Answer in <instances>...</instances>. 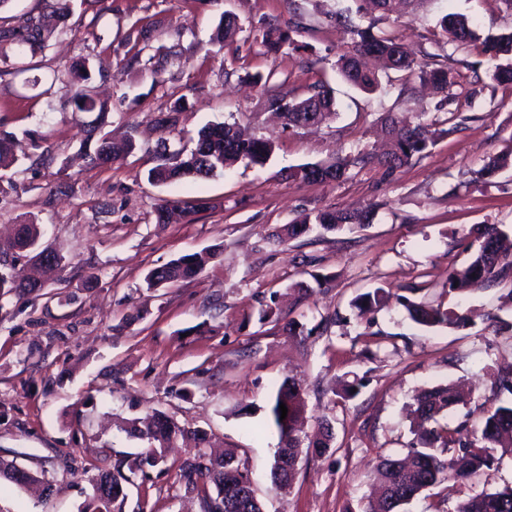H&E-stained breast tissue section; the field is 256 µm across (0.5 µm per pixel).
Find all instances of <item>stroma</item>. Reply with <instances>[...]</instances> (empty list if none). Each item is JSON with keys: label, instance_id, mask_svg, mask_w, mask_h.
<instances>
[{"label": "stroma", "instance_id": "stroma-1", "mask_svg": "<svg viewBox=\"0 0 512 512\" xmlns=\"http://www.w3.org/2000/svg\"><path fill=\"white\" fill-rule=\"evenodd\" d=\"M342 0H73L69 30L30 58L29 74L0 77V132L20 143L16 188L0 189V232L39 224L45 246L65 257L41 295L14 296L0 307V458L45 476L52 491L36 498L0 484V512H78L98 470L144 452L122 420L157 409L200 428L233 450L264 512H360L373 490L380 455H406L414 438L410 409L422 389L455 383L471 393L466 413L480 425L490 373L512 362V279L459 298L450 271L471 255L469 231L512 227V168L480 171L489 156L512 151V86L476 83L490 63L472 46L438 42L445 13L466 15L481 35L512 29L506 0H434L418 20H384L416 57L457 66L449 110L418 77L385 78L364 94L333 64L348 38L335 15ZM237 16L233 43L213 44L224 13ZM292 28L295 48L266 54L254 30ZM174 48L177 64L153 84L128 60L143 45ZM86 56L89 87L106 118L78 112L77 86L61 71ZM38 78V86L27 78ZM327 81L339 105L318 128H286L268 105L273 95L307 97ZM181 102L170 132L160 117ZM392 112L435 121L438 132L419 159L390 170L350 168L335 182L289 179V168L353 158L385 147L379 119ZM462 123L450 130L449 116ZM229 122L268 140L264 167L238 163L224 175L164 185L147 179L161 136L189 145L208 124ZM132 138L137 148L106 167L87 165L90 132ZM206 200L190 222L162 224L163 204ZM374 207L373 223L353 232L311 231L280 244L274 231L298 215ZM218 251L197 277L147 289L149 270L202 249ZM329 276L301 294L298 282ZM97 283H90V276ZM382 287L390 297L362 314L353 301ZM468 314L463 328L414 323L399 296ZM275 303L279 321L260 323ZM339 315L327 334L292 336L289 320L314 327ZM371 347L374 359L360 355ZM355 395L333 390L353 377ZM308 392L307 432L333 426L332 447L302 458L293 484L275 489L278 435L272 398L285 378ZM250 414H242V407ZM512 485V453L457 484L422 494L408 512H455L459 501ZM123 512H202L175 471L153 468L127 489Z\"/></svg>", "mask_w": 512, "mask_h": 512}]
</instances>
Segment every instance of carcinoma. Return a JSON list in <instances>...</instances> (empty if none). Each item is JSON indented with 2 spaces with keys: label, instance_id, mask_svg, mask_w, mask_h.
I'll use <instances>...</instances> for the list:
<instances>
[{
  "label": "carcinoma",
  "instance_id": "carcinoma-1",
  "mask_svg": "<svg viewBox=\"0 0 512 512\" xmlns=\"http://www.w3.org/2000/svg\"><path fill=\"white\" fill-rule=\"evenodd\" d=\"M356 9H346L337 21L351 37V48L338 55L334 67L349 83L366 93L376 91L380 86L378 75L361 65V57L373 55L380 58L385 68L400 73L419 71L420 78L433 84L438 90L446 91L458 83L459 73L451 67H435L430 70L398 42L389 31L375 28L371 22L365 28L353 23L350 13L361 17H388L394 13L416 19L428 0H355ZM45 9L56 21L49 26L34 17H24L15 27L0 28V49L7 44L13 55L0 53V63L5 69L0 74L25 71L20 61L27 55H36L45 50L48 43L67 30L66 21L72 13V0H44ZM440 35L461 45L480 44L481 53L493 62L489 79L497 84H512V31L498 35L480 37L469 19L461 14L449 13L438 21ZM239 30L236 16H223L213 34V41L222 43L231 39ZM261 43L269 54H278L295 47L289 32L268 25L262 28ZM67 74L75 81L87 82L91 78L90 63L79 60L68 67ZM270 106L280 113L288 128H304L321 125L337 115V103L331 88L319 83L313 93L303 99H288L284 95L270 98ZM104 110L85 88L74 96V111L93 112ZM381 122L391 141V149L380 157L361 152L353 159H336L330 162H316L299 165L290 170L288 177L300 181H337L343 178L350 167L364 166L371 162L388 169H397L409 164L425 152L432 142V124L423 119L406 123L393 113L382 115ZM16 138L0 135V171L8 172L16 167L19 157L15 151ZM135 149L130 139L114 140L101 136L94 151L88 154L90 163L104 166L112 160L129 154ZM274 152L272 143L258 138H246L235 125L224 122L206 125L197 133L194 146L190 149L171 147L169 139L162 137L153 150L154 165L147 172V179L154 184H167L185 178L208 179L224 173L239 162L264 165ZM194 206H161L157 218L168 224L188 221ZM373 221L369 209L352 212L319 211L303 214L292 223L283 226L276 234V241L286 243L306 234L310 225L315 224L327 232H342L354 228L363 229ZM507 232L497 224L477 229L469 248L473 249L467 266L448 273V291L464 297L482 287L496 283L512 275V253L504 248ZM7 247L18 250L20 256H38L41 248V229L38 224H20L14 236L7 241ZM215 249L180 255L166 264L151 269L145 278L149 289L161 288L179 281L191 279L203 271L217 258ZM42 290L34 282L17 281L7 264L0 265V303L20 293L33 294ZM388 292L377 288L360 295L355 306L362 312L381 307ZM410 318L425 327H463L467 316L452 308L428 306L417 303L405 296L399 297ZM492 397L487 399L490 407L486 410L483 425H470V414L455 426H442L439 417L467 405L463 395L449 385H437L420 391L414 398L412 414L420 422L415 438L404 459L381 456L375 466V478L379 483V495L368 501L362 512H406L405 507L415 498L432 487L448 483L453 488L496 461V454L502 450L512 453V402L502 396H512V364L497 369L492 375ZM288 409L287 417L280 419V404ZM307 406L305 389L292 379L278 388L270 408L272 425L279 433L277 452L301 458L303 448L313 449L322 455L331 448L332 427L328 421L320 423L315 439L305 442L303 415ZM125 431L148 444L128 464L118 462L115 470H101L92 479V496L84 503L80 512H112V507L124 504L127 499V485L134 479L148 477L147 469L166 463L164 449L176 442L193 449L187 458L176 465L186 493L196 494L204 512H261L259 502L248 473L236 468L237 481L241 487L235 494L225 492L224 460L233 459L230 454L215 457L204 451L208 445L205 431L186 429L166 413L154 410L125 422ZM127 471H122V467ZM298 469L286 473L279 465L272 469V482L281 489L293 483ZM456 512H512V487L492 492H483L458 503Z\"/></svg>",
  "mask_w": 512,
  "mask_h": 512
}]
</instances>
